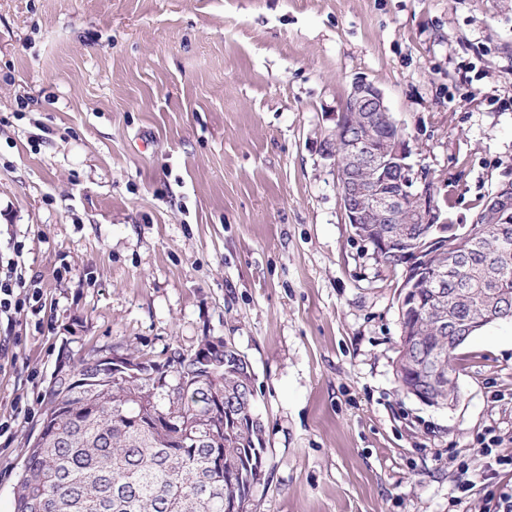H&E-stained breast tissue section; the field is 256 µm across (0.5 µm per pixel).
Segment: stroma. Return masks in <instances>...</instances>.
<instances>
[{"instance_id": "obj_1", "label": "stroma", "mask_w": 512, "mask_h": 512, "mask_svg": "<svg viewBox=\"0 0 512 512\" xmlns=\"http://www.w3.org/2000/svg\"><path fill=\"white\" fill-rule=\"evenodd\" d=\"M384 92L452 224L512 180V0H0V512L60 354L207 336L255 375L252 512H481L512 485V318L459 350L453 407L404 392L400 272L354 236L327 139ZM35 415L22 419L18 402ZM34 280H27L18 259H9L6 266L0 264V317L12 318L14 314L30 310L40 314L46 307L41 288ZM33 287V288H32Z\"/></svg>"}]
</instances>
